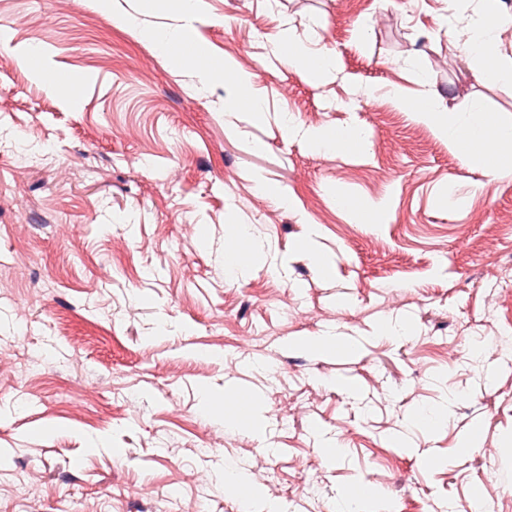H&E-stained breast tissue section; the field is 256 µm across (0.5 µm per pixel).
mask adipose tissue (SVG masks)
<instances>
[{
  "mask_svg": "<svg viewBox=\"0 0 512 512\" xmlns=\"http://www.w3.org/2000/svg\"><path fill=\"white\" fill-rule=\"evenodd\" d=\"M503 17L482 13L466 20L470 34L463 58L486 84L512 88V59L498 57L495 32ZM400 105L420 118L432 121L436 131L452 145H466V159L486 167L492 173L512 171V124H502L488 112L480 100H473L463 112H439L434 103L400 98Z\"/></svg>",
  "mask_w": 512,
  "mask_h": 512,
  "instance_id": "ef3b65f1",
  "label": "adipose tissue"
}]
</instances>
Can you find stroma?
<instances>
[{"instance_id": "35a3bbf8", "label": "stroma", "mask_w": 512, "mask_h": 512, "mask_svg": "<svg viewBox=\"0 0 512 512\" xmlns=\"http://www.w3.org/2000/svg\"><path fill=\"white\" fill-rule=\"evenodd\" d=\"M112 2L128 25L91 0H0V512H239L228 463L277 512L363 488L371 512L475 494L512 512V292L495 276L512 173L388 95L512 122V92L463 64L451 0H197L179 52L253 74L257 118L227 114L231 76L201 81L141 38L185 26L178 0ZM287 35L334 54L335 78L291 68ZM307 128L370 140L318 153ZM338 191L387 201L385 223Z\"/></svg>"}]
</instances>
